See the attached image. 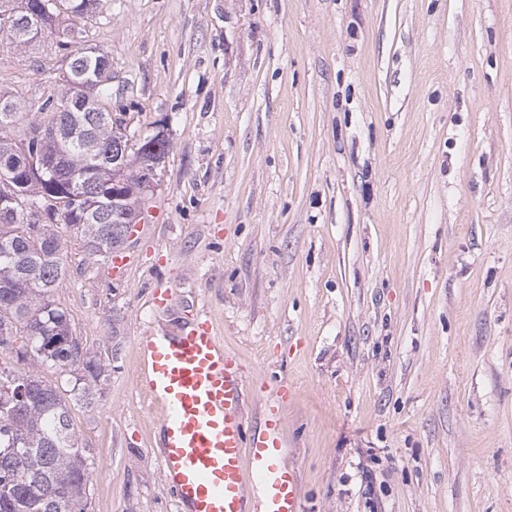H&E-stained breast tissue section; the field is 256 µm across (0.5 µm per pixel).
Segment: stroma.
<instances>
[{
    "label": "stroma",
    "mask_w": 512,
    "mask_h": 512,
    "mask_svg": "<svg viewBox=\"0 0 512 512\" xmlns=\"http://www.w3.org/2000/svg\"><path fill=\"white\" fill-rule=\"evenodd\" d=\"M80 46L170 142L122 275L61 231L53 298L110 360L70 404L88 512H177L136 338L198 313L249 424L295 386L302 512H512V0H100ZM64 68L0 43L30 102Z\"/></svg>",
    "instance_id": "35a3bbf8"
}]
</instances>
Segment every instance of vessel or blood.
<instances>
[{
  "label": "vessel or blood",
  "mask_w": 512,
  "mask_h": 512,
  "mask_svg": "<svg viewBox=\"0 0 512 512\" xmlns=\"http://www.w3.org/2000/svg\"><path fill=\"white\" fill-rule=\"evenodd\" d=\"M139 352L138 385L161 422L156 453L178 512H301L280 416L291 384L276 385L262 427L251 430L241 366L208 317L172 336L140 337Z\"/></svg>",
  "instance_id": "b4317fda"
}]
</instances>
